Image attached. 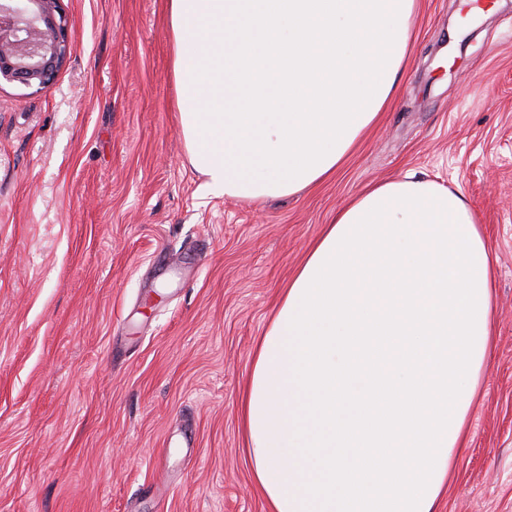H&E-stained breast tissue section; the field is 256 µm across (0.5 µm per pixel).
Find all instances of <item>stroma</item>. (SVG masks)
<instances>
[{
    "label": "stroma",
    "mask_w": 512,
    "mask_h": 512,
    "mask_svg": "<svg viewBox=\"0 0 512 512\" xmlns=\"http://www.w3.org/2000/svg\"><path fill=\"white\" fill-rule=\"evenodd\" d=\"M66 61L0 81V512H266L240 396L338 209L408 174L492 250V355L436 512H512V0H418L394 104L330 179L210 193L167 0H59Z\"/></svg>",
    "instance_id": "1"
}]
</instances>
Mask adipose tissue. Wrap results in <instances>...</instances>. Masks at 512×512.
<instances>
[{"mask_svg": "<svg viewBox=\"0 0 512 512\" xmlns=\"http://www.w3.org/2000/svg\"><path fill=\"white\" fill-rule=\"evenodd\" d=\"M416 0H168L180 127L216 194L331 177L393 100ZM493 260L461 193L365 188L256 342L244 452L268 512H435L491 355Z\"/></svg>", "mask_w": 512, "mask_h": 512, "instance_id": "1", "label": "adipose tissue"}]
</instances>
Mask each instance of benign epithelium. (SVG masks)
Returning <instances> with one entry per match:
<instances>
[{
    "label": "benign epithelium",
    "mask_w": 512,
    "mask_h": 512,
    "mask_svg": "<svg viewBox=\"0 0 512 512\" xmlns=\"http://www.w3.org/2000/svg\"><path fill=\"white\" fill-rule=\"evenodd\" d=\"M57 0H0V78L44 88L67 54Z\"/></svg>",
    "instance_id": "benign-epithelium-1"
}]
</instances>
